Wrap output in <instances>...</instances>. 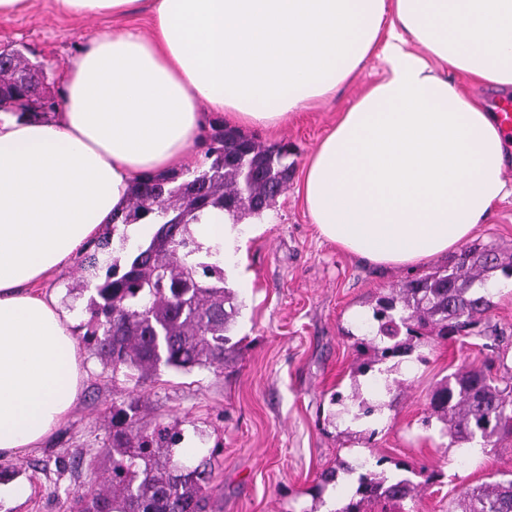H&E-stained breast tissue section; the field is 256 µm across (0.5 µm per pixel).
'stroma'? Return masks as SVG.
<instances>
[{
    "label": "stroma",
    "instance_id": "1",
    "mask_svg": "<svg viewBox=\"0 0 512 512\" xmlns=\"http://www.w3.org/2000/svg\"><path fill=\"white\" fill-rule=\"evenodd\" d=\"M105 15L92 20L58 14L53 0H31L21 14L0 16V49H19L41 66L45 96L61 100V74L67 60L93 34L121 27ZM383 69L367 60L358 81L336 96L289 120L280 129H250L264 144H288L293 168L287 190L262 217L242 219L245 242L226 276L240 305L233 328L237 346L223 367L189 373L162 370L154 381L134 388L112 380L101 361L84 354L81 398L67 422L41 448L0 461L27 483L23 502H0V512H64L73 492L99 482L93 467L103 456L112 424L113 403L137 400L144 425L162 422L181 433L180 446L214 456L210 512H325L327 502L343 505L356 489V475L345 467L354 459L381 458V471L408 477L418 485L415 501L395 512H448V504L468 484L490 476L512 477V437L465 458L466 467L441 422L423 426L438 383L461 368H480L503 357L512 369V289L491 295L487 314L500 338L472 329L448 341L421 340L406 356L381 359L363 331L351 325L352 312L372 315L378 296L436 269L454 264L457 253L413 269L369 264L322 238L296 192L306 162L361 90ZM469 246L512 257V200L499 204L489 223L479 225ZM81 259L56 272L42 289L71 310L75 337H82L90 297L83 291ZM386 371L384 397L374 398L376 416L344 424L346 402L364 376L361 363ZM337 478L322 484L323 472ZM438 470L427 482L426 471Z\"/></svg>",
    "mask_w": 512,
    "mask_h": 512
}]
</instances>
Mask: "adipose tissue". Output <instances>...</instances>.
I'll return each mask as SVG.
<instances>
[{
    "label": "adipose tissue",
    "mask_w": 512,
    "mask_h": 512,
    "mask_svg": "<svg viewBox=\"0 0 512 512\" xmlns=\"http://www.w3.org/2000/svg\"><path fill=\"white\" fill-rule=\"evenodd\" d=\"M80 20L148 14L91 38L62 72L52 118L0 110V460L36 448L75 408L72 316L41 283L95 241L133 182L195 167L210 114L275 129L380 58L339 114L298 194L327 241L415 267L467 241L512 197L495 112L447 72L512 87V0H54ZM233 263L242 229L195 226Z\"/></svg>",
    "instance_id": "ef3b65f1"
}]
</instances>
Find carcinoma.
<instances>
[{
  "instance_id": "carcinoma-1",
  "label": "carcinoma",
  "mask_w": 512,
  "mask_h": 512,
  "mask_svg": "<svg viewBox=\"0 0 512 512\" xmlns=\"http://www.w3.org/2000/svg\"><path fill=\"white\" fill-rule=\"evenodd\" d=\"M43 69L19 50L0 53V109L20 104L35 114L56 108L36 87ZM288 145L265 146L221 125L208 136L203 161L194 169L146 176L130 188L129 205L112 217V235L94 242L85 257L84 288L90 319L83 346L138 387L160 369L190 372L217 368L235 348L230 331L240 304L225 286L224 267L211 261L191 230L208 207H221L238 223L260 217L286 190ZM150 216L158 227L150 240L127 247L126 227ZM116 236L125 262L110 255ZM512 271L498 254L477 248L453 266L439 268L407 283L373 308L371 346L384 358L403 356L411 347L400 340L415 322L447 340L478 323L491 301L481 290L490 273ZM138 401L112 406V436L106 444L105 485L76 492L68 512H208L213 479L212 457L187 465L176 458L181 437L161 423L140 424ZM444 424L450 442L481 440L493 447L512 435V376L494 380L482 370L461 369L433 392L430 418ZM361 470L355 494L337 512H371L375 505L414 499L409 479H388L372 464ZM448 512H512V479L468 485L458 495V509Z\"/></svg>"
}]
</instances>
